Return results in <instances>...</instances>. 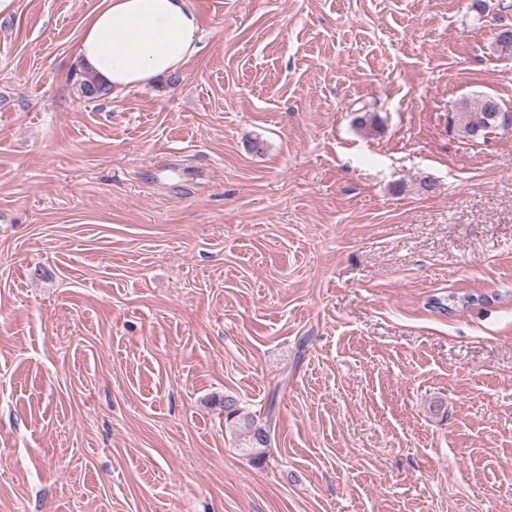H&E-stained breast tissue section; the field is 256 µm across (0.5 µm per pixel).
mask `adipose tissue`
Listing matches in <instances>:
<instances>
[{"label":"adipose tissue","mask_w":512,"mask_h":512,"mask_svg":"<svg viewBox=\"0 0 512 512\" xmlns=\"http://www.w3.org/2000/svg\"><path fill=\"white\" fill-rule=\"evenodd\" d=\"M191 0H100L85 18L74 60L115 91L183 70L197 51Z\"/></svg>","instance_id":"adipose-tissue-1"}]
</instances>
